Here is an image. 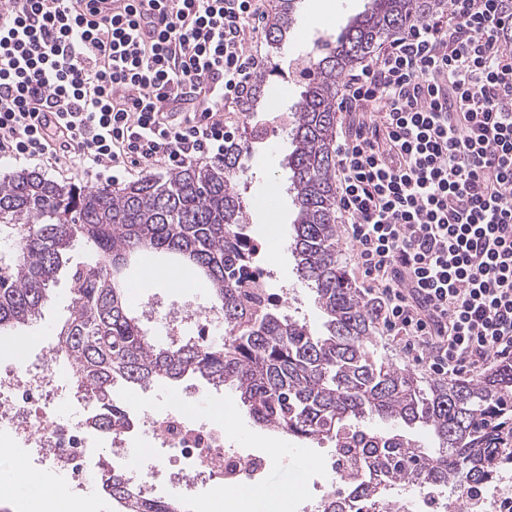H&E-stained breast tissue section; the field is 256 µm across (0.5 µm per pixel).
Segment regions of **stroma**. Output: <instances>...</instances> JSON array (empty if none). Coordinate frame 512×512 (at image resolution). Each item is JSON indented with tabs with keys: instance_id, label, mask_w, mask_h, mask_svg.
Here are the masks:
<instances>
[{
	"instance_id": "1",
	"label": "stroma",
	"mask_w": 512,
	"mask_h": 512,
	"mask_svg": "<svg viewBox=\"0 0 512 512\" xmlns=\"http://www.w3.org/2000/svg\"><path fill=\"white\" fill-rule=\"evenodd\" d=\"M334 11H326V0H300L283 55L269 52L263 33L251 34L246 49L261 62L267 71L260 108L252 123H244L238 108H231L228 117L234 126H245L251 149L242 157L244 173L239 190L246 204L249 219L242 225V233L257 242L272 262L277 276L270 284L271 294L287 293V313L306 321L314 333L323 330V314L309 290L302 288L295 275V261L283 242L288 238V227L294 218L292 197L288 192L291 172L284 158L289 142L283 127V112L298 100L304 77L289 70V59L310 51L320 36L339 34L348 18L363 11L367 0H335ZM70 263L63 266L51 285L40 316L32 323L13 331L16 339L29 340L39 347L56 340V330L68 316L71 302L70 272L74 263L82 259L81 249L69 253ZM153 267L157 273L150 287H138L143 267ZM130 283V297L135 304L146 305L157 312H166L171 305H183L196 296L204 295L192 273L175 258L168 255L147 254L139 262L130 264L124 272ZM116 399L134 415L148 409L160 412L184 400L186 409L198 411L200 406L227 403L228 431L235 447L261 456L265 466L259 485L269 490L299 488V500L322 495L324 486L331 483L330 443L299 441L285 434L253 425L245 407L235 400L227 389H216L199 378H187L174 384H160L148 391L135 386H121ZM287 449V457H280V449Z\"/></svg>"
}]
</instances>
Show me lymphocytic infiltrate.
Instances as JSON below:
<instances>
[{"label": "lymphocytic infiltrate", "instance_id": "lymphocytic-infiltrate-1", "mask_svg": "<svg viewBox=\"0 0 512 512\" xmlns=\"http://www.w3.org/2000/svg\"><path fill=\"white\" fill-rule=\"evenodd\" d=\"M0 0V157L220 160L258 0ZM339 210L379 319L437 375L512 362V0H449L340 90Z\"/></svg>", "mask_w": 512, "mask_h": 512}]
</instances>
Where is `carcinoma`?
<instances>
[{
	"label": "carcinoma",
	"instance_id": "1",
	"mask_svg": "<svg viewBox=\"0 0 512 512\" xmlns=\"http://www.w3.org/2000/svg\"><path fill=\"white\" fill-rule=\"evenodd\" d=\"M297 0H277L265 26L273 52L284 47ZM445 6V0H370L336 37L314 41L300 58L306 84L291 112L295 219L288 248L301 283L312 292L324 333L280 308L246 301L239 240L246 223L235 179L247 140L224 144V159L190 162L122 189L61 184L21 170L0 181V225L18 242L0 267V333L36 319L68 251L87 259L71 274L69 317L56 348L75 368L93 399L92 424L105 434L133 419L112 398L120 385L148 389L186 377L227 386L253 423L305 440H326L354 453L359 479L355 505L330 499L320 512H377L397 487L463 492L492 478L499 430L512 427V366L502 364L469 383L421 380L405 368L378 365L370 347L375 303L347 277L336 225V100L340 81L407 23ZM145 253L185 259L209 290L224 336L158 344L133 314L123 268ZM429 432V450L401 430ZM124 512H178L171 498L135 491L115 470L105 486Z\"/></svg>",
	"mask_w": 512,
	"mask_h": 512
}]
</instances>
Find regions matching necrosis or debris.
Instances as JSON below:
<instances>
[{"label":"necrosis or debris","instance_id":"4bbe7bcc","mask_svg":"<svg viewBox=\"0 0 512 512\" xmlns=\"http://www.w3.org/2000/svg\"><path fill=\"white\" fill-rule=\"evenodd\" d=\"M68 403L75 417L61 418L57 406ZM94 403L76 381L74 368L42 346L34 361L0 365V447L16 459L39 465L51 494L61 500L81 496L91 512H105L103 492L88 491L89 480L105 482L108 472L99 465V449L112 451L115 467L135 478L141 492L155 494L151 455L132 454L129 446L144 433L150 446L172 449L181 467L173 486L204 482L209 493L195 496V512H214L213 490L237 489L257 481L261 461L232 448L226 422L193 416L181 405L161 413L143 411L134 431L105 435L91 426Z\"/></svg>","mask_w":512,"mask_h":512}]
</instances>
